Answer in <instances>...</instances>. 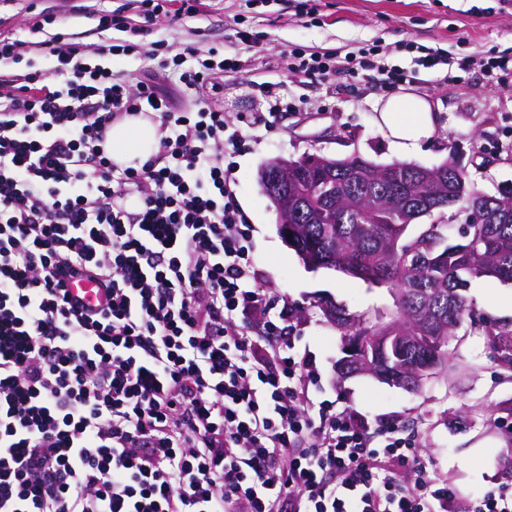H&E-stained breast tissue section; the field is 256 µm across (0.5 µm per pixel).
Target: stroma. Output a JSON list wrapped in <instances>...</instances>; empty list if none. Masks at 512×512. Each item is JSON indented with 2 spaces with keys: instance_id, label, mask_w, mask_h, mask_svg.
Masks as SVG:
<instances>
[{
  "instance_id": "35a3bbf8",
  "label": "stroma",
  "mask_w": 512,
  "mask_h": 512,
  "mask_svg": "<svg viewBox=\"0 0 512 512\" xmlns=\"http://www.w3.org/2000/svg\"><path fill=\"white\" fill-rule=\"evenodd\" d=\"M115 10L127 16L128 28L98 29L96 15ZM297 10V0H257L251 6L245 0H204L197 14L159 18L147 39L165 41L168 63L188 46L237 58L236 67L215 76L220 93H213L212 85L199 90L227 122L264 111L270 88L290 102L273 128L258 130L234 157L237 199L253 228V262L272 291V303L289 304L297 314L296 345L319 368L320 399L353 408L373 426L393 420L414 433L421 462L455 489L454 512H471L486 489L502 487L512 494V477L505 473L512 461V372L498 365L480 336L463 327L448 342L443 368L417 390L370 376L339 378L342 337L322 315L321 301L387 323L397 311L396 294L332 269L305 267L278 231V215L261 191L259 172L271 160L308 154L336 159L358 154L378 164L397 159L375 124L377 103L392 94L375 72L316 79L293 70L289 49L341 59L373 47L379 62L410 68L422 45L471 66L454 81L441 70H418L409 89L439 106L441 129L412 163L434 167L452 156L485 194L511 185L512 88L487 82L478 62L490 55L512 56V4L316 0L307 17L298 18ZM44 15L54 18L48 32L80 44L122 45L131 41V28L146 24L138 0H0V32L40 41L34 24ZM241 30L254 35L256 47L243 49ZM465 295L477 312L512 323V283L476 278Z\"/></svg>"
}]
</instances>
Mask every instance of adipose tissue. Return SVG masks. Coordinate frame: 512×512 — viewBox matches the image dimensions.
<instances>
[{"label":"adipose tissue","instance_id":"adipose-tissue-1","mask_svg":"<svg viewBox=\"0 0 512 512\" xmlns=\"http://www.w3.org/2000/svg\"><path fill=\"white\" fill-rule=\"evenodd\" d=\"M375 123L402 157L415 154L434 139L440 119L434 105L412 92H402L380 103ZM158 125L144 115L127 116L115 122L103 148L116 166L140 167L159 144Z\"/></svg>","mask_w":512,"mask_h":512}]
</instances>
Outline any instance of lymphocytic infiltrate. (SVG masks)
I'll list each match as a JSON object with an SVG mask.
<instances>
[{
	"label": "lymphocytic infiltrate",
	"mask_w": 512,
	"mask_h": 512,
	"mask_svg": "<svg viewBox=\"0 0 512 512\" xmlns=\"http://www.w3.org/2000/svg\"><path fill=\"white\" fill-rule=\"evenodd\" d=\"M0 36V512H449L455 492L398 426L372 434L318 400L319 373L255 268L229 127L198 97L229 58L178 72L191 111L112 72L161 42H39L52 71ZM159 117L158 151L121 169L114 121ZM95 281L104 299L69 292Z\"/></svg>",
	"instance_id": "obj_1"
}]
</instances>
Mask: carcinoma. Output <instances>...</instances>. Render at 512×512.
<instances>
[{
  "mask_svg": "<svg viewBox=\"0 0 512 512\" xmlns=\"http://www.w3.org/2000/svg\"><path fill=\"white\" fill-rule=\"evenodd\" d=\"M288 187L262 185L270 201L284 202L288 238L304 263H318L373 284L399 290L392 324L414 336L449 341L465 322L484 338L499 366L512 370V325L492 320L467 303L469 279L512 281V185L487 196L470 185L455 160L421 172L412 163L381 165L361 156L336 161L331 169L315 161L288 170ZM472 209L483 222L462 227V241L451 244L444 224H431L405 240L410 224L443 208ZM345 315L341 336L375 334L367 317L324 301ZM424 363L418 348L399 364L410 371Z\"/></svg>",
  "mask_w": 512,
  "mask_h": 512,
  "instance_id": "cac0c4a2",
  "label": "carcinoma"
}]
</instances>
